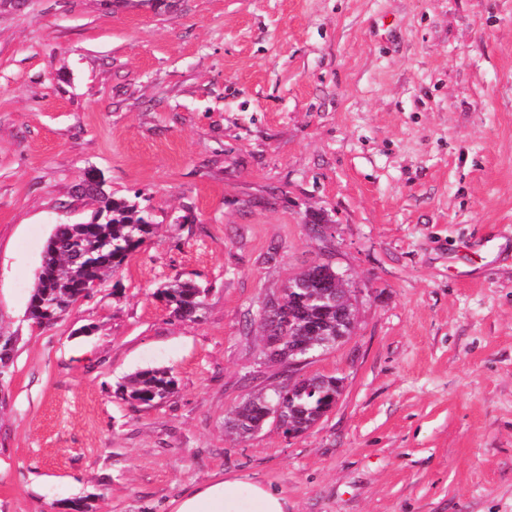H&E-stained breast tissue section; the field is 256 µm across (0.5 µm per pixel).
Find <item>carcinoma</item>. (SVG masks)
I'll return each instance as SVG.
<instances>
[{"mask_svg": "<svg viewBox=\"0 0 512 512\" xmlns=\"http://www.w3.org/2000/svg\"><path fill=\"white\" fill-rule=\"evenodd\" d=\"M81 193L95 198L98 209L92 219L79 224H57L49 235L40 264V275L35 278L26 315L40 327H48L61 320L92 285H103L121 269L128 259L154 232L150 213L137 203L115 199L103 190V183L80 186ZM336 270L315 263L302 270L283 288L280 309L287 313L277 321L261 322L263 331L276 326L288 334V322L315 325L324 330L321 340L336 337V303L306 304L298 301L304 294L321 292V287L333 284ZM208 289L196 283L174 277L158 289L174 316L196 320L204 309ZM16 338L0 335V375L13 363ZM311 391L296 392L288 397V388L281 386L268 392L250 393L239 403L228 419L232 434L246 438L260 428L261 420L274 408H280L283 418L293 419L302 429L318 423L327 414L330 403L340 395L336 377L315 375L305 379ZM176 390V380L165 369L151 368L130 375L118 392L123 399L149 405L162 401Z\"/></svg>", "mask_w": 512, "mask_h": 512, "instance_id": "obj_1", "label": "carcinoma"}]
</instances>
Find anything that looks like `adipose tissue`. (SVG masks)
Listing matches in <instances>:
<instances>
[{
	"label": "adipose tissue",
	"instance_id": "1",
	"mask_svg": "<svg viewBox=\"0 0 512 512\" xmlns=\"http://www.w3.org/2000/svg\"><path fill=\"white\" fill-rule=\"evenodd\" d=\"M174 512H288V498L272 485L236 475L184 495Z\"/></svg>",
	"mask_w": 512,
	"mask_h": 512
}]
</instances>
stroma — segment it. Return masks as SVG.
Masks as SVG:
<instances>
[{"instance_id":"1","label":"stroma","mask_w":512,"mask_h":512,"mask_svg":"<svg viewBox=\"0 0 512 512\" xmlns=\"http://www.w3.org/2000/svg\"><path fill=\"white\" fill-rule=\"evenodd\" d=\"M91 170L157 231L36 326ZM315 261L357 323L292 372L259 313ZM176 275L200 320L156 296ZM0 332V512H173L233 475L292 512H512V0H0ZM155 367L173 395L121 398ZM315 374L343 388L306 433L225 429Z\"/></svg>"}]
</instances>
